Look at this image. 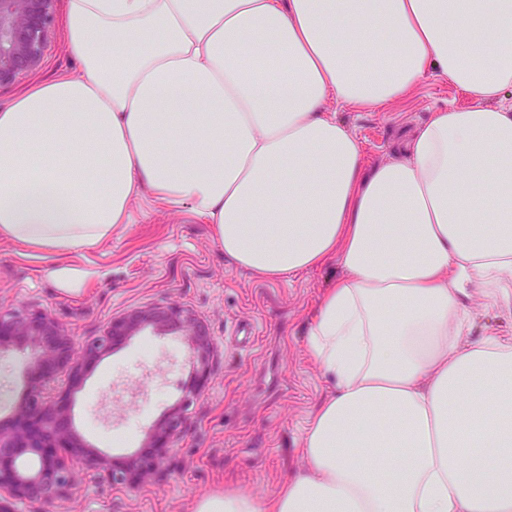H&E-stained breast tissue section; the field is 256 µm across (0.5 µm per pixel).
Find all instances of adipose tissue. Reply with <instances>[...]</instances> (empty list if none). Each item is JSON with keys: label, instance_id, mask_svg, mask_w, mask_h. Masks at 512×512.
Masks as SVG:
<instances>
[{"label": "adipose tissue", "instance_id": "ef3b65f1", "mask_svg": "<svg viewBox=\"0 0 512 512\" xmlns=\"http://www.w3.org/2000/svg\"><path fill=\"white\" fill-rule=\"evenodd\" d=\"M77 78L0 110V239L89 250L143 194L280 280L333 261L307 347L333 385L307 466L193 512H512V341L466 343L467 303L512 304V0H67ZM432 112L370 165L337 110Z\"/></svg>", "mask_w": 512, "mask_h": 512}]
</instances>
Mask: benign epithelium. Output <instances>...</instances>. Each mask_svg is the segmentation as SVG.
I'll return each instance as SVG.
<instances>
[{
	"label": "benign epithelium",
	"instance_id": "obj_1",
	"mask_svg": "<svg viewBox=\"0 0 512 512\" xmlns=\"http://www.w3.org/2000/svg\"><path fill=\"white\" fill-rule=\"evenodd\" d=\"M57 0H0V87L14 85L41 68L54 37ZM187 337L200 376H206L214 343L205 325L187 309L162 304L135 309L112 319L101 336L83 345L74 356V341L48 314L0 311V356L13 350L26 352L34 377L24 386L23 402L15 409L16 424L0 427V512L9 500H52L65 495L75 482L71 456L80 447L70 432L65 410L54 394L58 374L76 375L83 361L97 356L141 329ZM196 396L191 390L181 408L157 425L152 434V457L138 458L112 480L137 486L151 479L163 465V449L183 427L185 411ZM38 453L28 468L19 462L22 449Z\"/></svg>",
	"mask_w": 512,
	"mask_h": 512
}]
</instances>
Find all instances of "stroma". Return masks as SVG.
Listing matches in <instances>:
<instances>
[{
    "instance_id": "obj_1",
    "label": "stroma",
    "mask_w": 512,
    "mask_h": 512,
    "mask_svg": "<svg viewBox=\"0 0 512 512\" xmlns=\"http://www.w3.org/2000/svg\"><path fill=\"white\" fill-rule=\"evenodd\" d=\"M80 69L68 54L63 24H56L42 67L21 83L0 88V109L22 89ZM468 97L430 77L414 95L384 110H340L374 163L436 110L464 106ZM86 272L68 293L51 277L52 267ZM341 272L336 264L266 281L225 258L208 224L190 211L169 209L148 198L134 207V222L90 251L45 256L0 239V310L44 311L76 344L100 336L112 319L138 308L176 304L209 329L215 354L198 378L184 337L144 329L88 360L79 377L60 373L57 390L86 448L107 466L75 463L69 493L44 501H13L12 512H192L196 498L234 487L271 495L280 480L300 470L299 443L307 419L329 384L310 355L306 335L323 291ZM469 341L512 337V309L469 303ZM25 357L0 358V426L11 427L22 398ZM200 395L182 409L185 390ZM184 410L186 423L174 441L165 473L136 487L112 481L145 452L152 429Z\"/></svg>"
}]
</instances>
